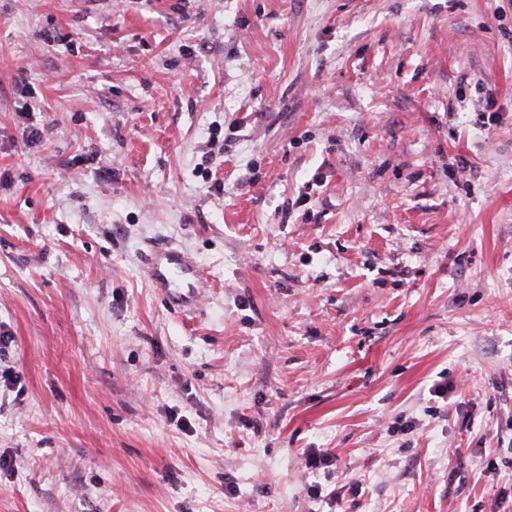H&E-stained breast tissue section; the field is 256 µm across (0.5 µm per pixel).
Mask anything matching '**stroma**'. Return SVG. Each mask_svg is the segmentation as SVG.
<instances>
[{
	"label": "stroma",
	"mask_w": 512,
	"mask_h": 512,
	"mask_svg": "<svg viewBox=\"0 0 512 512\" xmlns=\"http://www.w3.org/2000/svg\"><path fill=\"white\" fill-rule=\"evenodd\" d=\"M0 332V512H497L512 0H0ZM146 272L152 284L165 293L173 307L195 306L202 278L197 263L165 243L151 245Z\"/></svg>",
	"instance_id": "stroma-1"
}]
</instances>
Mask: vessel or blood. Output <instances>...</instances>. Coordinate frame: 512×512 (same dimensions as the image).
Segmentation results:
<instances>
[{"label": "vessel or blood", "instance_id": "vessel-or-blood-1", "mask_svg": "<svg viewBox=\"0 0 512 512\" xmlns=\"http://www.w3.org/2000/svg\"><path fill=\"white\" fill-rule=\"evenodd\" d=\"M146 272L152 284L165 293L172 306L194 307L202 278L197 263L164 243H154L147 256Z\"/></svg>", "mask_w": 512, "mask_h": 512}]
</instances>
